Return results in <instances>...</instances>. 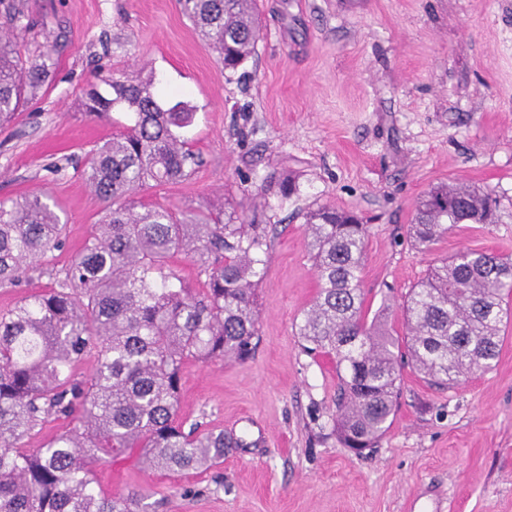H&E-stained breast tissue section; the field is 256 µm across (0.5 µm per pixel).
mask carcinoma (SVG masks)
Segmentation results:
<instances>
[{"label": "carcinoma", "instance_id": "cac0c4a2", "mask_svg": "<svg viewBox=\"0 0 512 512\" xmlns=\"http://www.w3.org/2000/svg\"><path fill=\"white\" fill-rule=\"evenodd\" d=\"M184 14L233 74L250 58L261 21L256 0H180ZM0 35V124L50 81L52 49L42 61L18 56L20 13ZM106 90H100V86ZM120 107L134 122L91 150L87 181L106 215L68 264L42 259L66 248L45 193L0 203V288L33 275L50 285L0 313V512H135L138 494L112 496L95 468L136 458L163 472L201 471L242 441L224 430L185 427L178 402L186 366L244 361L259 339L256 292L265 272L266 236L231 214L178 213L135 206L149 182L176 183L200 166L178 130L192 107L163 108L134 80L97 77L85 113L110 119ZM492 191L440 183L418 202L410 235L430 248L458 224H490ZM319 291L298 336L305 350L336 358L337 432L348 448H371L385 433L409 364L438 386L490 370L501 325L512 313V261L462 250L434 265L403 306L406 337L383 314L368 318L360 288L367 225L320 206L305 215ZM199 265L203 287L183 284L174 260ZM91 375L75 373L88 355ZM61 430L39 448L26 440L49 424Z\"/></svg>", "mask_w": 512, "mask_h": 512}]
</instances>
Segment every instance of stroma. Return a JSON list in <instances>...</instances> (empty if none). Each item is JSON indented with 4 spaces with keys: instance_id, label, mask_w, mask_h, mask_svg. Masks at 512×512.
<instances>
[{
    "instance_id": "obj_1",
    "label": "stroma",
    "mask_w": 512,
    "mask_h": 512,
    "mask_svg": "<svg viewBox=\"0 0 512 512\" xmlns=\"http://www.w3.org/2000/svg\"><path fill=\"white\" fill-rule=\"evenodd\" d=\"M11 3L24 11L22 58L51 51L53 74L0 126V202L49 191L67 238L49 265L64 267L101 219L85 156L130 122L123 109L86 115L100 74L195 109L184 135L202 165L136 203L234 212L268 243L253 355L188 366L180 397L185 424L242 447L202 472L119 458L98 466L100 487L138 493L147 512H512V317L486 373L442 389L404 369L388 431L360 456L335 431L334 362L297 334L317 294L304 219L317 206L367 220L361 287L397 334L438 259H512V0H258L256 52L229 78L179 0ZM448 180L491 189L498 220L423 249L409 235L415 206Z\"/></svg>"
}]
</instances>
